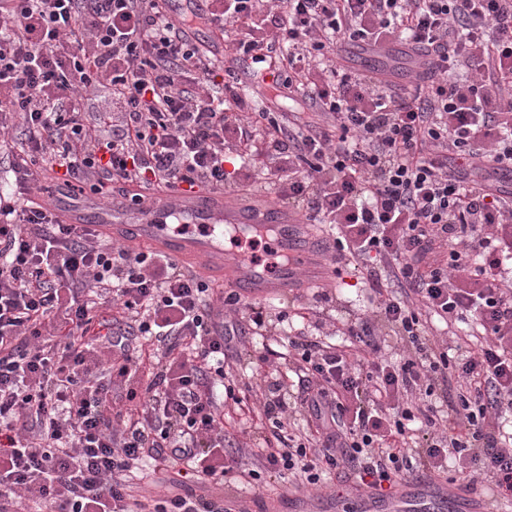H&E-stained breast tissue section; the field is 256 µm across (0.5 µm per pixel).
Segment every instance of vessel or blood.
I'll use <instances>...</instances> for the list:
<instances>
[{
	"label": "vessel or blood",
	"instance_id": "vessel-or-blood-1",
	"mask_svg": "<svg viewBox=\"0 0 512 512\" xmlns=\"http://www.w3.org/2000/svg\"><path fill=\"white\" fill-rule=\"evenodd\" d=\"M56 211L61 222L82 225L112 240L149 244L177 260L218 273L230 270L236 293L246 300L287 296L289 288L304 277L310 284H320L322 265L336 249L331 231L311 229L288 207L273 206L259 198L242 203L210 190L162 194L140 208L127 207L119 197L105 208L94 197L73 201L62 196ZM174 217L184 220L186 232H171L169 221ZM267 227L272 228L284 257L277 273L259 267L244 254L225 258V231L244 237ZM358 498L360 512H438L444 505L457 503L459 493L439 480L413 479L391 496L362 492Z\"/></svg>",
	"mask_w": 512,
	"mask_h": 512
}]
</instances>
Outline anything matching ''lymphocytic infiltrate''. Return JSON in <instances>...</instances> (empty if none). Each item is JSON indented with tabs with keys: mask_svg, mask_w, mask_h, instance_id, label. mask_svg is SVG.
Here are the masks:
<instances>
[{
	"mask_svg": "<svg viewBox=\"0 0 512 512\" xmlns=\"http://www.w3.org/2000/svg\"><path fill=\"white\" fill-rule=\"evenodd\" d=\"M204 22L240 35L220 68L186 39ZM400 42L411 91L341 64L342 45ZM309 113L252 109L240 73ZM109 85L112 108L82 94ZM23 139L0 194V512H144L128 489L143 464L224 486V413L251 414L229 380L235 337L263 335L260 303L64 224L28 194L43 168L56 193L116 186L229 190L241 168L273 160L277 197L336 230L371 291L372 317L337 345L299 331L255 430L262 468L310 484L351 472L386 489L467 468L490 507L512 498V208L492 174L512 169V0H208L172 17L161 0H0V126ZM442 263L428 262L435 246ZM109 306L111 325L95 322ZM464 323L454 344L423 322ZM414 353L380 356V330ZM443 386V405L432 403ZM125 390V412L112 391Z\"/></svg>",
	"mask_w": 512,
	"mask_h": 512,
	"instance_id": "obj_1",
	"label": "lymphocytic infiltrate"
}]
</instances>
